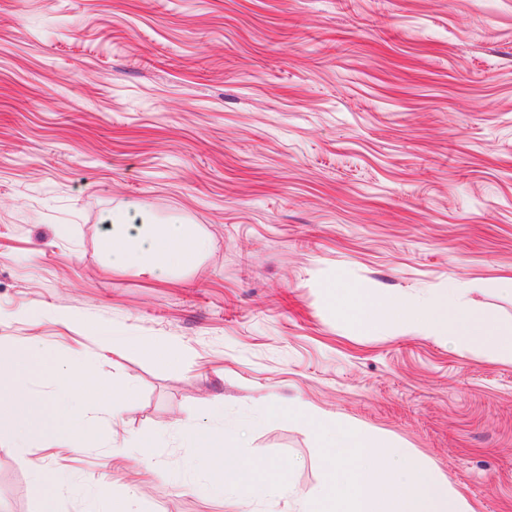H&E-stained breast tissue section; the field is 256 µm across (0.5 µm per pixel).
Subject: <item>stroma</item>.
I'll list each match as a JSON object with an SVG mask.
<instances>
[{"label":"stroma","mask_w":512,"mask_h":512,"mask_svg":"<svg viewBox=\"0 0 512 512\" xmlns=\"http://www.w3.org/2000/svg\"><path fill=\"white\" fill-rule=\"evenodd\" d=\"M188 224L178 277L114 269L112 217ZM512 0H0V358L83 351L101 389L74 451L30 364L26 449L0 446V512H298L320 444L269 407L307 403L512 512V363L363 330L335 280L421 301L456 280L512 326ZM68 312L66 322L46 310ZM150 338L108 358L87 326ZM231 461L290 465L281 491L214 487ZM156 432L147 456L112 447Z\"/></svg>","instance_id":"obj_1"}]
</instances>
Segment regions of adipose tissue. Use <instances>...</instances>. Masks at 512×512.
<instances>
[{"label": "adipose tissue", "instance_id": "obj_1", "mask_svg": "<svg viewBox=\"0 0 512 512\" xmlns=\"http://www.w3.org/2000/svg\"><path fill=\"white\" fill-rule=\"evenodd\" d=\"M112 234L104 238V249L113 267L134 269L150 274L171 275L193 264L207 249L208 241L184 224H131L116 217ZM339 302L351 320L368 327L380 323L403 334H421L444 341H461L478 345L487 354L512 362V328H503L495 319L467 311L461 300L456 281H449L437 293L421 302L403 301L392 297L370 295L363 289L332 285ZM31 352H24L20 363L0 365V428H12L27 410L29 385L24 365ZM58 394L71 400L65 407L63 425L70 440L83 445L93 427L83 414L86 401L99 402L107 412L114 411L131 397V388L113 389L101 396L99 387L81 355L55 367ZM193 444L207 449L211 472H223L224 487L233 492L245 490L275 491L283 487L284 469L278 464L237 463L222 466V451L213 447L205 432L189 434Z\"/></svg>", "mask_w": 512, "mask_h": 512}]
</instances>
